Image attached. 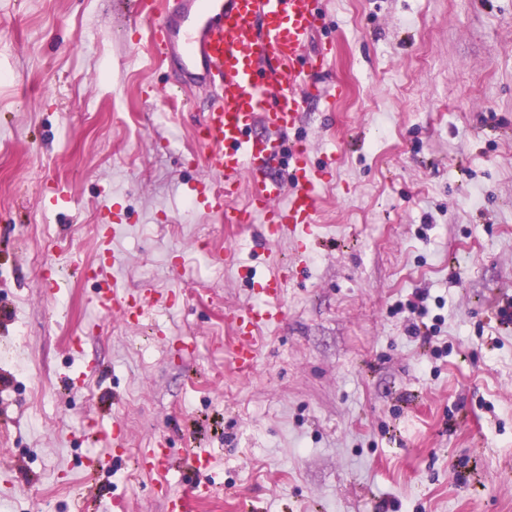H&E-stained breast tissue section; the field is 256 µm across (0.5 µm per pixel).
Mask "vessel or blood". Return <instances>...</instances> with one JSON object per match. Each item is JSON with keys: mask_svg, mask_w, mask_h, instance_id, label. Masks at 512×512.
<instances>
[{"mask_svg": "<svg viewBox=\"0 0 512 512\" xmlns=\"http://www.w3.org/2000/svg\"><path fill=\"white\" fill-rule=\"evenodd\" d=\"M156 9L147 0L149 54L161 62L179 60L183 73L212 95L200 134L209 148L204 161L223 171L224 188L216 192L200 186L197 201L223 211L225 223H259L262 244L286 235L298 254L307 253L315 242L310 229L316 222V187L322 173L310 167L305 142L288 141L287 134L297 126L310 97L336 96L334 88L319 81L330 61V47L305 52L322 24L315 0H175L160 19L154 16ZM244 183L250 197L241 207L236 198ZM94 275L102 280L101 309L129 316L116 281L99 269ZM284 281L281 274L267 280L259 291L262 303L232 315L241 367H251L256 357L250 338L262 325L279 320V309L268 300L278 297ZM141 465L161 475L173 463L156 447ZM158 490L168 512H191L194 500L203 495L199 489L173 492L163 482Z\"/></svg>", "mask_w": 512, "mask_h": 512, "instance_id": "1", "label": "vessel or blood"}]
</instances>
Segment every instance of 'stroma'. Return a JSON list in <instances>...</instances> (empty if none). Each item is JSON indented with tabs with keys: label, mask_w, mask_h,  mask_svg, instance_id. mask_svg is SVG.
I'll return each instance as SVG.
<instances>
[{
	"label": "stroma",
	"mask_w": 512,
	"mask_h": 512,
	"mask_svg": "<svg viewBox=\"0 0 512 512\" xmlns=\"http://www.w3.org/2000/svg\"><path fill=\"white\" fill-rule=\"evenodd\" d=\"M142 2L0 0V512L90 486L98 512H166L160 481L208 486L197 512H512V0H318L309 49L334 45L344 92L288 134L328 172L302 259L190 205L224 184L209 98L146 53ZM109 208L132 226L112 256ZM100 266L140 324L98 310ZM284 270L239 368L225 317ZM159 439L207 465L138 471Z\"/></svg>",
	"instance_id": "35a3bbf8"
}]
</instances>
